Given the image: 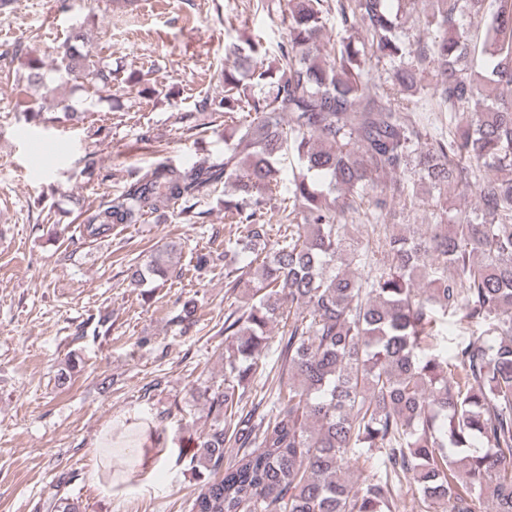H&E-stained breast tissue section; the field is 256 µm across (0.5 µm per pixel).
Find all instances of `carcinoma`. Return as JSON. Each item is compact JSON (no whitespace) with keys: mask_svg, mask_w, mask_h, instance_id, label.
Listing matches in <instances>:
<instances>
[{"mask_svg":"<svg viewBox=\"0 0 512 512\" xmlns=\"http://www.w3.org/2000/svg\"><path fill=\"white\" fill-rule=\"evenodd\" d=\"M285 0L275 64L260 36L225 45L219 91L198 108L247 119L224 139V162H162L96 206L79 205L89 237L145 224L171 205L190 224L199 196L224 186V219L252 255L224 267L249 302L224 314V379L199 392L209 425L190 443L202 467L189 512H512V0ZM418 14L406 40L400 12ZM336 38L323 39L326 25ZM362 31L354 42L342 35ZM96 93L120 82L84 45L55 67ZM28 86L48 87L38 60ZM299 173L283 176L284 161ZM284 195L281 241L262 219ZM471 194L472 207H450ZM430 211L426 232L389 235L396 206ZM176 244L128 268L136 287L179 275ZM354 265L366 275H350ZM194 299L172 321H197ZM459 314L480 327L441 351ZM270 410L246 396L280 318ZM235 453L227 454V449ZM365 474L353 488L346 470ZM51 485L48 512H82Z\"/></svg>","mask_w":512,"mask_h":512,"instance_id":"obj_1","label":"carcinoma"}]
</instances>
